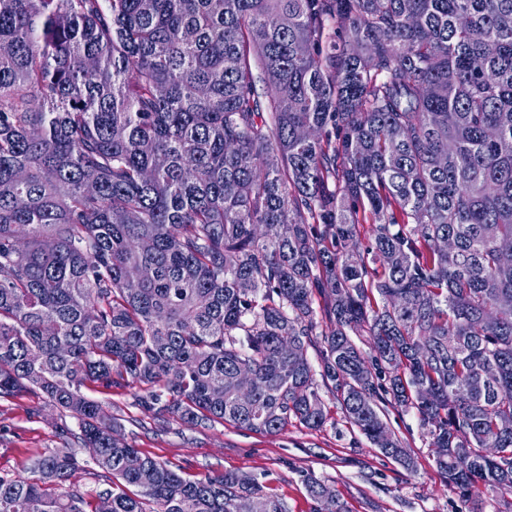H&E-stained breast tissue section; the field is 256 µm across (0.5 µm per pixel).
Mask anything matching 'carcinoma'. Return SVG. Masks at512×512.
<instances>
[{"instance_id":"obj_1","label":"carcinoma","mask_w":512,"mask_h":512,"mask_svg":"<svg viewBox=\"0 0 512 512\" xmlns=\"http://www.w3.org/2000/svg\"><path fill=\"white\" fill-rule=\"evenodd\" d=\"M506 244L512 0H0V400L93 449L0 476V512H286L85 391L273 434L323 426L317 374L385 456L414 467V409L448 486L512 494Z\"/></svg>"}]
</instances>
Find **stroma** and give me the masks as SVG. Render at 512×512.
Returning a JSON list of instances; mask_svg holds the SVG:
<instances>
[{"instance_id":"1","label":"stroma","mask_w":512,"mask_h":512,"mask_svg":"<svg viewBox=\"0 0 512 512\" xmlns=\"http://www.w3.org/2000/svg\"><path fill=\"white\" fill-rule=\"evenodd\" d=\"M136 389L90 390L111 403L125 440L146 455L182 469L194 479L207 474L247 473L282 498L287 512H313L307 478L335 489L348 512H468L456 490L434 464L427 430L416 411H390L387 422L410 451L416 468L407 471L383 455L345 418L333 398L316 430L292 423L275 434H258L228 424L189 426L162 423L138 406ZM55 409L25 397L0 401V475H27L33 454L60 448L64 440ZM75 426V419L65 421Z\"/></svg>"}]
</instances>
